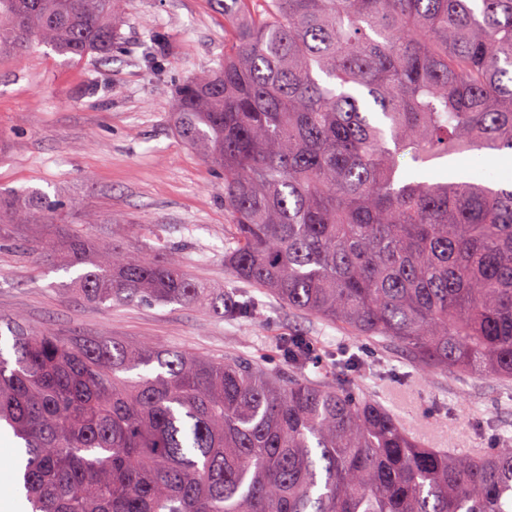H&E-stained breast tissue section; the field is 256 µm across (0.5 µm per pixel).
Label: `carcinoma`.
I'll use <instances>...</instances> for the list:
<instances>
[{
	"label": "carcinoma",
	"mask_w": 512,
	"mask_h": 512,
	"mask_svg": "<svg viewBox=\"0 0 512 512\" xmlns=\"http://www.w3.org/2000/svg\"><path fill=\"white\" fill-rule=\"evenodd\" d=\"M224 64L176 93L175 131L224 170V268L415 363L512 379V179L408 168L512 151V0H217ZM122 0H0V52L108 55ZM44 193L0 192V237L83 271L70 292L253 313L151 258L58 234ZM0 429L24 512H512V441L425 448L382 405L247 358L35 328L0 314ZM136 373V377L129 373Z\"/></svg>",
	"instance_id": "obj_1"
}]
</instances>
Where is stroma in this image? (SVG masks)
Returning <instances> with one entry per match:
<instances>
[{
  "mask_svg": "<svg viewBox=\"0 0 512 512\" xmlns=\"http://www.w3.org/2000/svg\"><path fill=\"white\" fill-rule=\"evenodd\" d=\"M224 38L214 0H125L111 56L71 59L36 40L24 52H0V191L60 200L70 225L95 216L98 241L175 255L194 280L238 300L256 298L258 314L231 320L179 304L89 305L67 291L78 268L4 244L0 313L63 335L250 358L272 372L284 367L283 340L300 335L311 347L300 377L336 384V363L358 357L353 394L392 411L424 447L479 456L512 439V379L427 371L390 342L354 338L225 271L233 237L224 176L172 125L175 90L223 63Z\"/></svg>",
  "mask_w": 512,
  "mask_h": 512,
  "instance_id": "stroma-1",
  "label": "stroma"
}]
</instances>
